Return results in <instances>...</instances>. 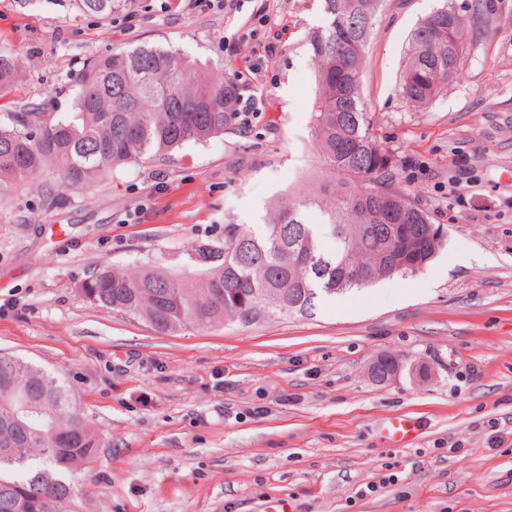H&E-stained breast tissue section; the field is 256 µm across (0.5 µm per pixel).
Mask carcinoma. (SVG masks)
<instances>
[{"instance_id":"carcinoma-1","label":"carcinoma","mask_w":512,"mask_h":512,"mask_svg":"<svg viewBox=\"0 0 512 512\" xmlns=\"http://www.w3.org/2000/svg\"><path fill=\"white\" fill-rule=\"evenodd\" d=\"M307 37L315 76V166L276 199L259 227L224 225L185 253L177 273L146 266L127 274L108 267L82 285L98 306L176 334L226 321L249 322L255 299L265 316L312 314L326 297L417 272L436 255L427 214L396 184L397 160L372 133L360 92L365 48L384 0H320ZM119 0H79L106 16ZM466 19L447 6L410 35L399 92L428 104L463 77ZM24 63L0 50V97ZM75 109L23 112L0 122V185L23 186L57 171L67 189L101 182L113 168L153 164L189 143L232 127L235 86L217 65H199L163 46L137 45L88 59L78 76ZM316 208L322 221L309 224ZM413 237L402 253L399 229ZM99 433L76 409L67 382L21 358L0 356V512L22 500L27 512H78L77 474L97 454Z\"/></svg>"}]
</instances>
